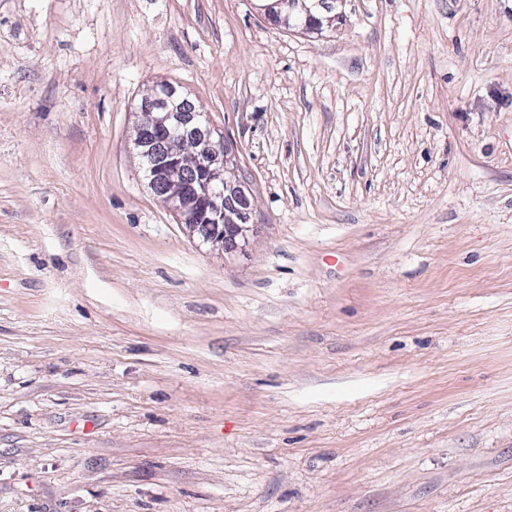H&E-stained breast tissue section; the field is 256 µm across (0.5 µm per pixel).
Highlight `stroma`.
Instances as JSON below:
<instances>
[{"label":"stroma","mask_w":512,"mask_h":512,"mask_svg":"<svg viewBox=\"0 0 512 512\" xmlns=\"http://www.w3.org/2000/svg\"><path fill=\"white\" fill-rule=\"evenodd\" d=\"M0 0V512H512V0ZM181 86L258 226L189 238ZM258 2H266L261 5L264 15L278 24L290 27V22L294 17L303 15L305 17L304 27L309 32H319L325 24L329 27L336 20V15L322 16L314 15V11L322 6L327 14L332 13L335 9V2L342 3L343 0L322 2L320 0H258ZM136 114L133 146L146 188L190 237L223 254L243 251L257 224L224 136L172 84L142 98Z\"/></svg>","instance_id":"35a3bbf8"}]
</instances>
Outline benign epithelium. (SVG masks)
<instances>
[{
	"mask_svg": "<svg viewBox=\"0 0 512 512\" xmlns=\"http://www.w3.org/2000/svg\"><path fill=\"white\" fill-rule=\"evenodd\" d=\"M331 0H264V15L288 26L305 17L304 29L318 32L336 20ZM133 146L141 181L176 215L192 238L229 254L249 244L253 221L249 187L235 176L237 162L224 136L181 90L155 88L137 107Z\"/></svg>",
	"mask_w": 512,
	"mask_h": 512,
	"instance_id": "1",
	"label": "benign epithelium"
}]
</instances>
